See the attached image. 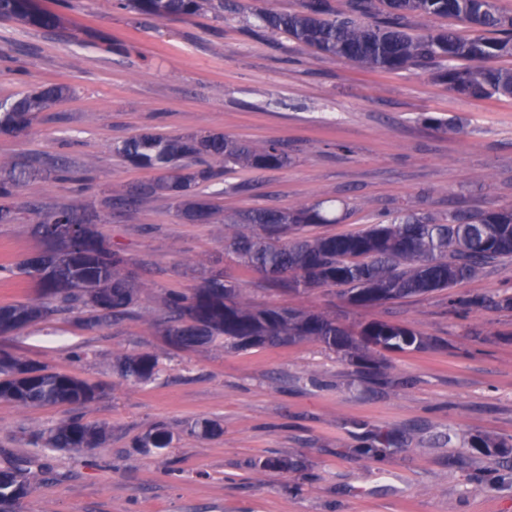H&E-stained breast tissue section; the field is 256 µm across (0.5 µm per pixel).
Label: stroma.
<instances>
[{
    "instance_id": "35a3bbf8",
    "label": "stroma",
    "mask_w": 512,
    "mask_h": 512,
    "mask_svg": "<svg viewBox=\"0 0 512 512\" xmlns=\"http://www.w3.org/2000/svg\"><path fill=\"white\" fill-rule=\"evenodd\" d=\"M39 2L63 24L48 31L0 19V100L53 83L71 94L30 130L0 132V160L64 161L82 182L35 179L14 197L20 219L0 224V307L42 302L36 280L15 271L44 248L36 207L96 211L99 233L140 288L134 314L106 327L90 326L84 309L50 303L39 320L0 335V348L22 361L100 388L83 406L0 402V470L31 472L15 512H512V465H494L472 446L480 435L512 444V310L464 321L448 313L452 296L512 293V259L451 292L362 309L335 288L270 294L261 275L224 253L225 217L252 208L335 198L343 221L307 229L331 235L408 204L436 216L512 206V97L459 95L430 69L330 58L285 33L254 32L247 11L157 22L113 0ZM434 117L463 133L435 130ZM196 131L281 141L291 161L237 167L198 185L218 209L210 224L179 218L164 194L109 207L115 190L152 176L130 165L119 143ZM213 262L254 306L324 312L347 327L393 320L430 343L375 354L371 366L315 340L174 348L157 328L165 297L191 293ZM141 353L158 358L155 379H123L117 358ZM75 416L105 427L106 443L38 445ZM205 420L220 432H191ZM158 425L172 432L171 446L137 447ZM378 437L393 442L386 459L360 455ZM298 457L304 470L263 466Z\"/></svg>"
}]
</instances>
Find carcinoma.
Segmentation results:
<instances>
[{"label":"carcinoma","instance_id":"1","mask_svg":"<svg viewBox=\"0 0 512 512\" xmlns=\"http://www.w3.org/2000/svg\"><path fill=\"white\" fill-rule=\"evenodd\" d=\"M226 0H118L152 20L191 17L204 9L224 10ZM378 9L377 20L364 17ZM258 28L285 32L297 43L320 53L386 71L410 67L434 68L438 78L460 95L473 98L512 96V69L486 65L493 58L512 57V13L495 0H302L301 10L280 13L253 6ZM457 18L471 28L464 37L454 31L414 32L417 18ZM0 18L51 29L61 23L56 13L37 0H0ZM70 88L53 84L0 102V129L24 131L39 115L64 99ZM132 165L157 172V178L129 185L109 199L113 207H131L158 193L175 202L179 215L196 224H209L214 205L192 193L229 167L254 170L283 168L290 163L288 145L240 143L222 134L188 136L134 135L117 146ZM45 173L23 160L0 161V223L19 219L12 199L29 180ZM59 182L76 180L65 165L45 174ZM35 231L46 244L42 253L17 266L19 273L38 280L44 297L71 308L89 311L88 322L103 327L127 317L138 302L135 277L120 251L98 231L84 235L61 255L53 237L64 224H95L97 215L74 208L35 211ZM334 200L281 209L266 207L241 212L224 224V251L241 265L263 275L277 290L298 291L339 287L356 308L394 304L402 299L456 287L479 276L499 259L512 257V207L457 208L437 219L412 206L399 209L384 224L347 234L308 236L313 224H337ZM245 289L225 279L216 266L207 269L191 295L171 294L165 302V336L180 349L218 339L235 348L280 346L299 339L317 340L346 354L367 351L419 350L427 338L398 322L372 320L355 332L318 312L275 306L256 308L245 302ZM451 311L464 318L475 308L512 309L511 295L449 297ZM43 314L38 304L0 307V331L9 333ZM360 339H354V336ZM158 365L149 353L125 357L118 363L121 377L150 380ZM98 388L75 376L31 366L0 350V402L31 407L85 405ZM107 440L100 426L72 418L45 437L49 448H97ZM171 433L157 426L137 441L140 448H167ZM479 451L495 460L512 455V445L484 436ZM30 485L22 469L0 471V512H13Z\"/></svg>","mask_w":512,"mask_h":512}]
</instances>
